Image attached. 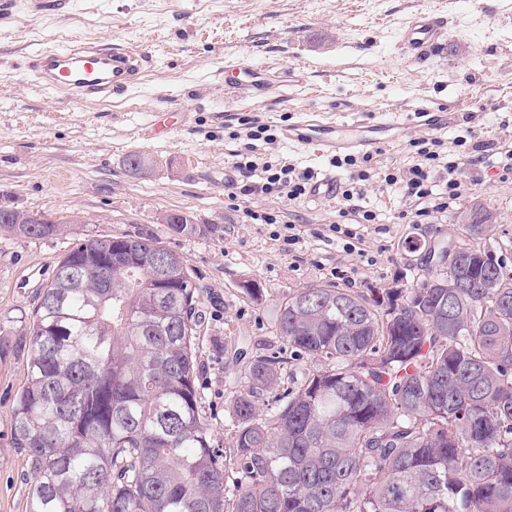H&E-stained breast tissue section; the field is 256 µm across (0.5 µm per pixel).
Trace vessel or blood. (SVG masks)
Instances as JSON below:
<instances>
[{
  "instance_id": "b4317fda",
  "label": "vessel or blood",
  "mask_w": 512,
  "mask_h": 512,
  "mask_svg": "<svg viewBox=\"0 0 512 512\" xmlns=\"http://www.w3.org/2000/svg\"><path fill=\"white\" fill-rule=\"evenodd\" d=\"M445 17L430 11H419L405 23L399 33L402 48L415 59H423L446 35ZM151 62L142 51H129L101 43L77 42L45 47L27 60L30 75L45 86L71 99H107L125 94L139 84ZM240 62L225 65L224 96L233 98L245 93L261 95L267 90L264 72L253 68L250 82L234 79L233 71ZM380 129L420 127L440 131L448 126L444 112H406L376 123ZM363 125L344 120L328 121L320 113H300L297 121L284 128V141L314 149L317 152L368 151L377 148V141L362 135Z\"/></svg>"
}]
</instances>
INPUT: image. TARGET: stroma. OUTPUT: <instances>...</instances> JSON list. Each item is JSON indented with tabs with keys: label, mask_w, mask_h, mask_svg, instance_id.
Masks as SVG:
<instances>
[{
	"label": "stroma",
	"mask_w": 512,
	"mask_h": 512,
	"mask_svg": "<svg viewBox=\"0 0 512 512\" xmlns=\"http://www.w3.org/2000/svg\"><path fill=\"white\" fill-rule=\"evenodd\" d=\"M28 0H0V190L11 204L64 222L62 234L28 238L0 233V512H30L32 480L24 452L12 443V408L27 379L23 346L44 286L69 250L90 238H151L176 252L204 285V341L199 381L212 438L229 433L236 353L253 356L273 339L281 302L298 289L326 285L364 292L412 287L428 275L409 241L489 246L512 272V0H72L68 14L41 17ZM438 11L448 20L442 46L422 62L406 55L397 32L412 14ZM73 36L152 56L144 82L116 100H69L24 70L27 55ZM238 59L269 70L264 96L224 98V64ZM417 108L459 113L436 134L463 160L461 191L447 213L428 224L399 217L413 209L386 174L419 163L411 140L421 128L395 129L371 153L359 205L376 223L348 221L332 232L339 202L275 196L228 199L224 174L242 140L241 117L258 116L274 144L261 157L335 172L353 170L281 137L298 113L371 122ZM145 164L130 170L129 155ZM497 216L486 237L458 220L475 207ZM189 215L201 228L173 233L165 217ZM278 215L275 224L251 213ZM262 294L248 297L244 282Z\"/></svg>",
	"instance_id": "1"
}]
</instances>
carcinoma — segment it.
I'll return each mask as SVG.
<instances>
[{
	"label": "carcinoma",
	"instance_id": "1",
	"mask_svg": "<svg viewBox=\"0 0 512 512\" xmlns=\"http://www.w3.org/2000/svg\"><path fill=\"white\" fill-rule=\"evenodd\" d=\"M489 218L463 216L485 237ZM63 231L0 206V233ZM463 266L458 288L441 266L416 288L298 289L274 336L313 369L255 356L219 448L182 258L127 235L78 244L29 321L12 409L30 512H512V276L487 248Z\"/></svg>",
	"mask_w": 512,
	"mask_h": 512
}]
</instances>
